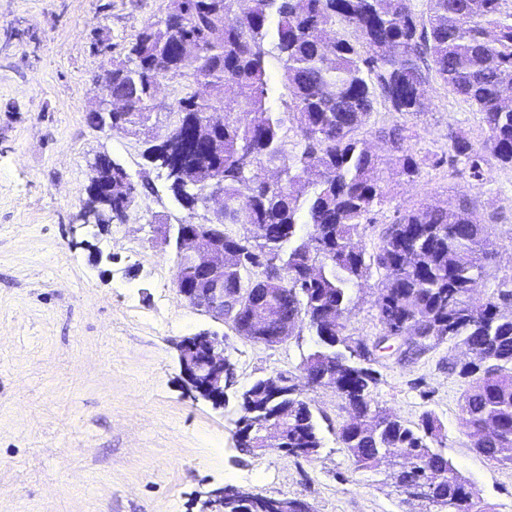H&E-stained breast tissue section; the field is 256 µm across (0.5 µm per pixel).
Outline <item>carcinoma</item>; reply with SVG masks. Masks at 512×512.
I'll return each instance as SVG.
<instances>
[{
	"mask_svg": "<svg viewBox=\"0 0 512 512\" xmlns=\"http://www.w3.org/2000/svg\"><path fill=\"white\" fill-rule=\"evenodd\" d=\"M411 0H169L165 16L135 35L125 58L112 64V83L100 87L126 99L114 121L146 126L155 108L153 85L180 76L188 91L172 110L178 119L167 135L172 153L147 149L162 170L169 191L192 208L196 187L186 179L216 177L224 190V216L215 223L251 224L253 240L226 249L224 296L234 294L240 265L283 272L284 279L261 278L241 318V332L266 340L307 321L315 350L303 360L312 381L328 376L344 400L338 440L353 472L373 468L387 448H408L413 457L391 474L395 487L440 478L430 493L448 512H490L446 456L444 435L430 412L415 427L373 404L378 378L370 367L368 344L347 334L352 290L375 268L384 272L378 299L383 335L404 332L423 342L406 353L420 356L444 339H460L476 358L459 369L466 380L461 397L462 434L482 456L512 466V289L479 307L470 285L481 279L496 255L489 225L477 217L478 200L464 196L453 207L431 203L397 217L384 228L372 252L355 237L368 215L388 199V182H413L424 160L407 145L399 127L380 128L387 153L371 150L360 138L374 103L397 112L422 114L429 77L435 76L483 116L480 143L449 135L450 150L479 170L490 155L512 168V106L501 100L512 87V0H425L419 21ZM277 53L289 92L288 111L268 105L266 57ZM236 88V108L224 111L217 143L193 141L207 132L221 110L227 85ZM293 131L298 150L284 138ZM123 166L99 159L90 177L85 216L96 224L123 218L134 201ZM112 184V200L98 188ZM304 184L299 193L295 185ZM280 374L255 381L241 395L240 447L264 448L267 418L288 408L274 425L281 447L322 448L309 403ZM250 512H298L293 498L260 497Z\"/></svg>",
	"mask_w": 512,
	"mask_h": 512,
	"instance_id": "1",
	"label": "carcinoma"
}]
</instances>
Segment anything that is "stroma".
<instances>
[{
	"label": "stroma",
	"mask_w": 512,
	"mask_h": 512,
	"mask_svg": "<svg viewBox=\"0 0 512 512\" xmlns=\"http://www.w3.org/2000/svg\"><path fill=\"white\" fill-rule=\"evenodd\" d=\"M168 0H0V512H202L227 485L269 497L301 498L313 512H425L403 501L388 460L357 474L337 441L343 401L334 387L306 390L302 359L315 347L307 322L270 348L221 326L234 367L223 407L185 387L176 344L212 328L175 288L176 255L154 227L186 218L162 173L143 156L164 135L183 80L157 89L151 123L102 133L89 120L96 80L123 57ZM421 116L378 103L361 136L385 152L375 130L406 128L425 156L421 177L394 181L389 201L361 225L373 250L396 212L436 200L478 198L498 252L474 297H496L512 277V169L480 171L452 161L448 135L474 140L481 115L440 80H430ZM120 163L136 187L124 222L86 223L82 211L99 157ZM382 273L353 291L350 336L381 334L376 301ZM464 347L447 340L410 361H373L372 398L401 421L429 411L447 437L445 455L493 512H512V467L486 460L461 427ZM280 374L303 388L323 446L306 460L239 448V394Z\"/></svg>",
	"instance_id": "35a3bbf8"
}]
</instances>
